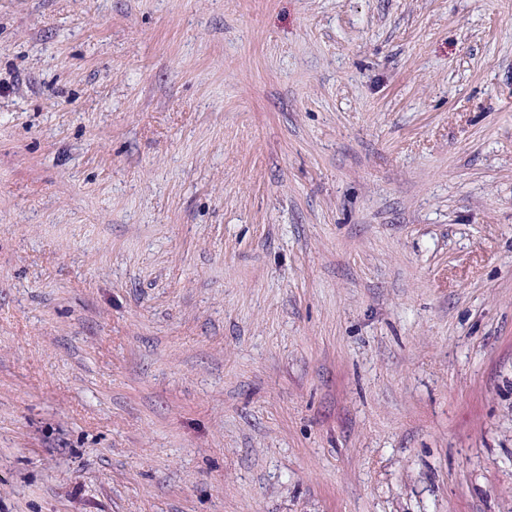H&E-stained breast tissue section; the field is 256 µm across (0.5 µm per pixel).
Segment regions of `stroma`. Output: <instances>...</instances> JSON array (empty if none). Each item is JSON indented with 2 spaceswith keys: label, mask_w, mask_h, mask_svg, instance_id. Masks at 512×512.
I'll list each match as a JSON object with an SVG mask.
<instances>
[{
  "label": "stroma",
  "mask_w": 512,
  "mask_h": 512,
  "mask_svg": "<svg viewBox=\"0 0 512 512\" xmlns=\"http://www.w3.org/2000/svg\"><path fill=\"white\" fill-rule=\"evenodd\" d=\"M0 512H512V0H0Z\"/></svg>",
  "instance_id": "obj_1"
}]
</instances>
